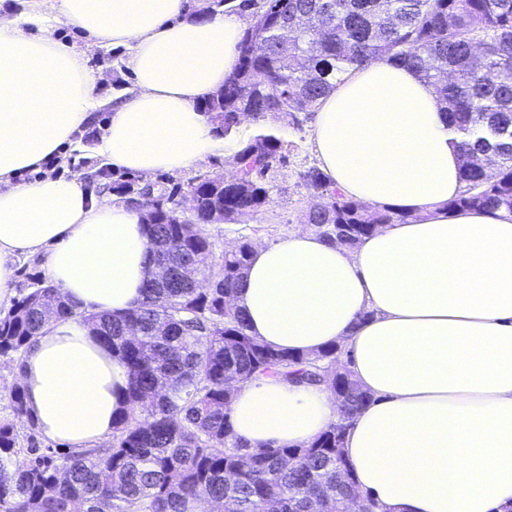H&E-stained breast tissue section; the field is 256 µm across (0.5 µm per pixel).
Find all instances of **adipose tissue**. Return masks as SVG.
Instances as JSON below:
<instances>
[{"label": "adipose tissue", "instance_id": "1", "mask_svg": "<svg viewBox=\"0 0 512 512\" xmlns=\"http://www.w3.org/2000/svg\"><path fill=\"white\" fill-rule=\"evenodd\" d=\"M191 0H40L0 15V303L14 262L44 254L49 280L81 311L120 313L147 279L138 207L101 203L82 183L23 172L51 159L102 101L85 52L126 45L133 90L112 98L98 150L143 176L192 167L224 146L199 105L238 61L240 25L190 16ZM459 137L433 86L404 65L352 70L316 112L321 172L346 198L414 213L353 250L299 231L254 248L233 303L273 349L334 344L371 403L343 450L364 494L387 512H506L512 506V214L443 204L463 189ZM27 406L47 439L82 450L108 440L127 384L87 326L54 321L23 357ZM339 405L322 385L281 377L240 384L233 434L250 447L301 448Z\"/></svg>", "mask_w": 512, "mask_h": 512}]
</instances>
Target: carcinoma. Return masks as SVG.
Returning a JSON list of instances; mask_svg holds the SVG:
<instances>
[{
	"mask_svg": "<svg viewBox=\"0 0 512 512\" xmlns=\"http://www.w3.org/2000/svg\"><path fill=\"white\" fill-rule=\"evenodd\" d=\"M206 0L200 14L247 13L235 71L224 88L204 98L213 132L237 140L235 174L222 183L187 186L197 207L175 208L181 188L157 196L131 180L118 194L160 207L146 225L148 266H164L163 281L147 279L142 300L121 314L76 309L41 279L0 317V357L21 367L27 349L57 319L83 322L124 364V407L112 418V438L75 453L23 446L14 421L0 418V512H202L208 502L231 512H351L368 500L352 482L340 484L347 463L336 431L371 400L349 370L328 378L340 392L339 421L304 448H250L229 427L234 393L228 374L245 382L280 376L316 384L321 368L336 367V344L311 355L277 351L248 333L244 314L225 308L248 267L252 244L218 251L208 233L214 221L256 213L274 185L270 171L288 160L293 142L264 121L317 107L352 66L398 61L437 88L448 126L460 135L461 194L446 211L512 214V0ZM263 126L239 137L242 118ZM313 203L306 223L323 238L357 247L378 224H403L412 214L347 199L320 170L301 173ZM192 261L205 284H184L176 270ZM51 303L50 317L44 305ZM13 416L35 423L23 387L10 393Z\"/></svg>",
	"mask_w": 512,
	"mask_h": 512,
	"instance_id": "1",
	"label": "carcinoma"
}]
</instances>
